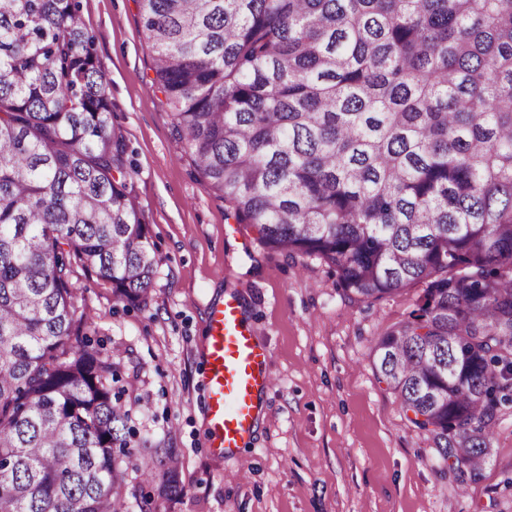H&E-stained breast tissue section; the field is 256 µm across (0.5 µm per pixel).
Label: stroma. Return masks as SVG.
Wrapping results in <instances>:
<instances>
[{
  "label": "stroma",
  "instance_id": "obj_1",
  "mask_svg": "<svg viewBox=\"0 0 512 512\" xmlns=\"http://www.w3.org/2000/svg\"><path fill=\"white\" fill-rule=\"evenodd\" d=\"M80 15L158 267L142 308L116 301L94 273L73 280L95 347L120 358L140 401L136 428L179 455L184 492L165 512H512V409L497 455L459 482L377 379L369 346L415 308L422 285L354 302L322 260L285 256L251 225L226 223L150 86L136 0H80ZM229 296L269 347L276 383L251 443L227 460L207 447L202 351L208 309Z\"/></svg>",
  "mask_w": 512,
  "mask_h": 512
}]
</instances>
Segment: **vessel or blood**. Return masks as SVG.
<instances>
[{"label":"vessel or blood","instance_id":"obj_1","mask_svg":"<svg viewBox=\"0 0 512 512\" xmlns=\"http://www.w3.org/2000/svg\"><path fill=\"white\" fill-rule=\"evenodd\" d=\"M204 360L209 446L229 457L251 442L260 398L273 385L270 351L246 326L237 299L211 306Z\"/></svg>","mask_w":512,"mask_h":512}]
</instances>
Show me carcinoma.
Instances as JSON below:
<instances>
[{"mask_svg":"<svg viewBox=\"0 0 512 512\" xmlns=\"http://www.w3.org/2000/svg\"><path fill=\"white\" fill-rule=\"evenodd\" d=\"M137 3L226 219L358 301L425 285L370 356L448 468L478 476L512 408V0ZM126 150L77 0H0V512H162L181 492L76 306L78 267L149 298Z\"/></svg>","mask_w":512,"mask_h":512,"instance_id":"obj_1","label":"carcinoma"}]
</instances>
